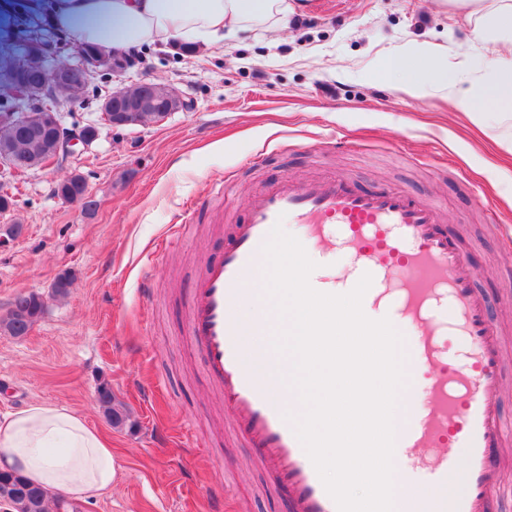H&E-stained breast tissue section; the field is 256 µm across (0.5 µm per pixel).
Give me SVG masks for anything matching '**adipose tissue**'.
<instances>
[{"mask_svg":"<svg viewBox=\"0 0 512 512\" xmlns=\"http://www.w3.org/2000/svg\"><path fill=\"white\" fill-rule=\"evenodd\" d=\"M477 14L476 38L490 46L512 43V0H457ZM288 0H55L54 26L77 42L117 52L146 46L180 48L222 41L225 32L257 26L287 28ZM427 43L387 57L388 68L415 66L407 93L439 80L449 103L468 118L484 121L477 106L488 103L512 111V59L491 61V79L461 87L438 67ZM0 469L20 473L53 492L65 489L94 499L111 490L117 463L111 443L67 408L33 403L0 421Z\"/></svg>","mask_w":512,"mask_h":512,"instance_id":"adipose-tissue-1","label":"adipose tissue"}]
</instances>
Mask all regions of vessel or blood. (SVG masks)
I'll list each match as a JSON object with an SVG mask.
<instances>
[{"label":"vessel or blood","mask_w":512,"mask_h":512,"mask_svg":"<svg viewBox=\"0 0 512 512\" xmlns=\"http://www.w3.org/2000/svg\"><path fill=\"white\" fill-rule=\"evenodd\" d=\"M231 226V245L207 265L190 290L187 334L220 387L229 427L268 484L286 489L289 512H338L298 440L280 392L289 357L270 347L275 313L244 318L243 296H263L262 246L278 219L301 225L308 252L342 251L351 269L340 285L311 277L322 293L372 283L364 313L385 311L413 328L419 366L431 369L423 402L396 435L395 447L416 473L404 512H500L507 438L495 389L505 348L476 286L471 252L443 224L440 209L393 188L362 190L344 177H283L250 199ZM468 344L466 364L443 365L444 336ZM451 454H444V447Z\"/></svg>","instance_id":"b4317fda"}]
</instances>
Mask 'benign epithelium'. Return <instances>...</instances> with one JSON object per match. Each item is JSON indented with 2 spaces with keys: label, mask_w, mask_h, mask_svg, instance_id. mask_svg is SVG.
Returning a JSON list of instances; mask_svg holds the SVG:
<instances>
[{
  "label": "benign epithelium",
  "mask_w": 512,
  "mask_h": 512,
  "mask_svg": "<svg viewBox=\"0 0 512 512\" xmlns=\"http://www.w3.org/2000/svg\"><path fill=\"white\" fill-rule=\"evenodd\" d=\"M49 57V47L40 41H31L27 45V60L41 63ZM137 64L136 57L127 53H113L109 56H97L89 51H81L77 62L56 74L55 84L43 83L37 87H28L18 81L13 71H8L0 77V82L10 86V94L15 104L6 108L11 119L21 126H38L53 130L52 143L49 148V158L55 160L73 154L80 146L90 145L96 135L92 127L86 126L75 133L65 131L57 119L56 113L47 109H34L29 103L35 100L55 96V87L66 84L79 76L86 84L90 83L102 71H108L120 77ZM144 91L137 98H131L126 93V87L118 85L110 91L101 102V110L114 127H131L137 124V113L154 112L157 120L161 121L173 112L188 108V101L183 93L172 84L157 82L143 83ZM25 163L29 169L42 167L45 160L40 156H28L25 160L7 153L0 156V166L15 171L20 163ZM0 476L11 477L9 483L11 493L8 497L13 500H23L29 496V486L24 481L15 479V472L0 470Z\"/></svg>",
  "instance_id": "obj_1"
}]
</instances>
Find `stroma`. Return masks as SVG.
I'll use <instances>...</instances> for the list:
<instances>
[{
    "label": "stroma",
    "mask_w": 512,
    "mask_h": 512,
    "mask_svg": "<svg viewBox=\"0 0 512 512\" xmlns=\"http://www.w3.org/2000/svg\"><path fill=\"white\" fill-rule=\"evenodd\" d=\"M288 30L259 28L187 56L138 50L125 85L170 83L190 103L162 122L112 128L100 110L103 75L78 103L60 106L63 127L94 126L90 151L27 172L0 175L16 204L0 230L23 225L0 247V311L35 291L46 309L28 336L0 333V417L32 403L82 415L112 441L111 491L83 512H214L224 498L225 460L237 466L238 512H285L246 449L224 433V406L186 336L189 289L229 243L228 219L283 175L333 173L358 186H389L441 206L445 222L472 248L490 316L512 337V249L502 248L476 206L485 196L512 225V153L491 123L455 112L438 82L418 95L399 90L388 56L414 40L439 47L448 67L488 59L476 20L449 0H291ZM346 137L356 151L331 147ZM323 146L320 158L311 151ZM228 170L231 195L217 188ZM82 175L97 202L81 212L57 194ZM184 246L164 251L175 225ZM71 279L67 295L52 286ZM153 284L143 294L144 280ZM109 385L135 421L115 428L97 401ZM194 435L181 439L185 423Z\"/></svg>",
    "instance_id": "35a3bbf8"
}]
</instances>
